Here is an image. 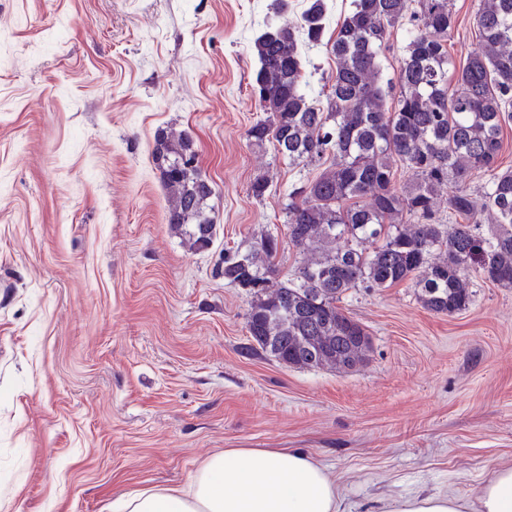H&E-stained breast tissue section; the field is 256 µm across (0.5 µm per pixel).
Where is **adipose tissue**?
Listing matches in <instances>:
<instances>
[{
  "mask_svg": "<svg viewBox=\"0 0 512 512\" xmlns=\"http://www.w3.org/2000/svg\"><path fill=\"white\" fill-rule=\"evenodd\" d=\"M335 475L296 449L228 448L212 455L188 487H163L119 501L116 512H340ZM379 512H512V465L483 481L475 499L415 493Z\"/></svg>",
  "mask_w": 512,
  "mask_h": 512,
  "instance_id": "1",
  "label": "adipose tissue"
}]
</instances>
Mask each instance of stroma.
I'll return each instance as SVG.
<instances>
[{
    "label": "stroma",
    "instance_id": "35a3bbf8",
    "mask_svg": "<svg viewBox=\"0 0 512 512\" xmlns=\"http://www.w3.org/2000/svg\"><path fill=\"white\" fill-rule=\"evenodd\" d=\"M0 0V512H113L187 486L227 448H299L347 512L416 492L475 496L512 464V288L471 275L469 307L427 310L411 283L348 291L372 349L349 370L250 350L251 297L213 270L284 226L292 167L252 145L255 35L306 0ZM455 66L479 0H451ZM351 0L304 47L327 105L326 50ZM188 136L216 237L166 221L156 137ZM266 179L263 198L251 184Z\"/></svg>",
    "mask_w": 512,
    "mask_h": 512
}]
</instances>
